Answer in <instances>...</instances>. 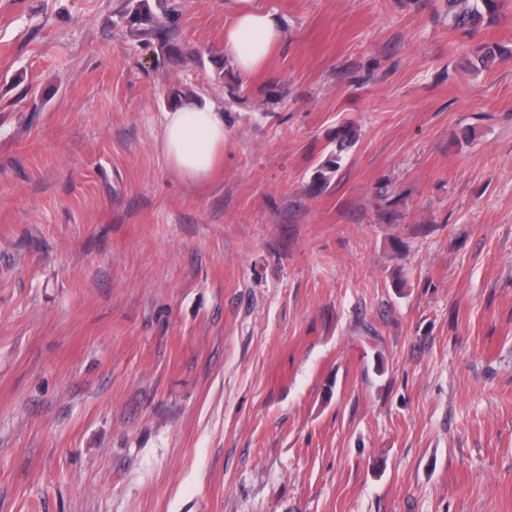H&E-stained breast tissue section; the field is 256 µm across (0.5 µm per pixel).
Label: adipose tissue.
<instances>
[{"label": "adipose tissue", "instance_id": "1", "mask_svg": "<svg viewBox=\"0 0 512 512\" xmlns=\"http://www.w3.org/2000/svg\"><path fill=\"white\" fill-rule=\"evenodd\" d=\"M284 35L279 19L256 7L253 0H236L233 17L224 27L219 51L244 74L263 69ZM227 133L222 113L200 105L165 112L161 144L170 167L191 181L208 178L224 151Z\"/></svg>", "mask_w": 512, "mask_h": 512}]
</instances>
